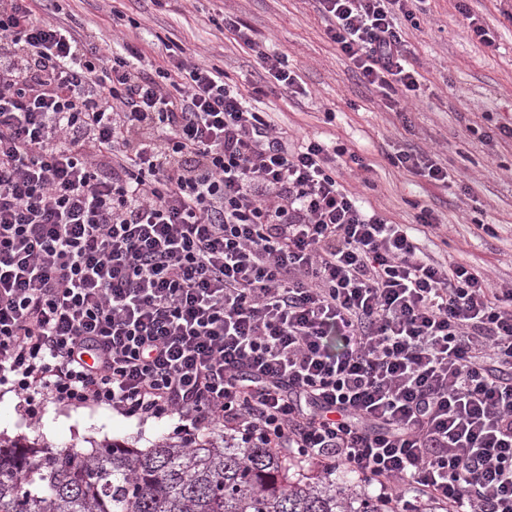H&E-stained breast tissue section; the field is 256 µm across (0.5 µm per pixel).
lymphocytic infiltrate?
I'll return each mask as SVG.
<instances>
[{"label":"lymphocytic infiltrate","mask_w":512,"mask_h":512,"mask_svg":"<svg viewBox=\"0 0 512 512\" xmlns=\"http://www.w3.org/2000/svg\"><path fill=\"white\" fill-rule=\"evenodd\" d=\"M385 97L417 92L396 14L317 0ZM0 0V385L271 448L392 512H512V286L365 207L315 139L223 69Z\"/></svg>","instance_id":"f902f5d3"}]
</instances>
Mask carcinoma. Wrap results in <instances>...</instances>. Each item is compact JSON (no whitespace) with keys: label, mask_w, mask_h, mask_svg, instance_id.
Instances as JSON below:
<instances>
[{"label":"carcinoma","mask_w":512,"mask_h":512,"mask_svg":"<svg viewBox=\"0 0 512 512\" xmlns=\"http://www.w3.org/2000/svg\"><path fill=\"white\" fill-rule=\"evenodd\" d=\"M0 512H390L325 476L288 477L270 448L210 437L55 452L0 437Z\"/></svg>","instance_id":"obj_1"}]
</instances>
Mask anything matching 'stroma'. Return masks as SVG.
<instances>
[{"mask_svg":"<svg viewBox=\"0 0 512 512\" xmlns=\"http://www.w3.org/2000/svg\"><path fill=\"white\" fill-rule=\"evenodd\" d=\"M419 0L413 18L398 17L409 59L421 76L417 94L393 103L362 84L350 60L326 35L316 0H65L66 14L84 28L112 38V12L121 10L123 32L161 63L164 36L183 45L190 61L223 68L245 89L253 107L271 113L294 141L307 138L342 146L336 178L390 222L412 224L430 209L438 230L419 235L434 260L466 262L492 286L512 283V139L496 127L512 123V0ZM233 19L250 28L254 47L223 31ZM488 31L481 44L470 20ZM286 54L298 84L284 89L266 77L259 53ZM420 152L448 169L447 184L393 167L389 155ZM357 154L366 163L350 161ZM495 225L489 236L483 225ZM179 415L145 421L106 407H73L46 400L27 411L23 398L0 387V436L39 440L53 449L90 451L118 440L146 449L165 437L201 439Z\"/></svg>","mask_w":512,"mask_h":512,"instance_id":"1","label":"stroma"}]
</instances>
